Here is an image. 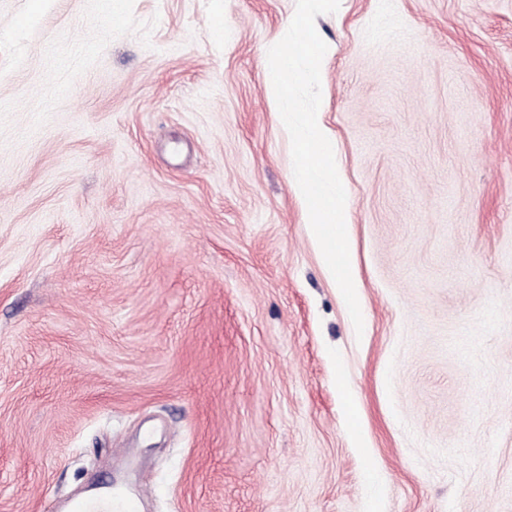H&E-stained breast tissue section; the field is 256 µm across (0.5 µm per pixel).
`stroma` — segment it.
Instances as JSON below:
<instances>
[{
    "mask_svg": "<svg viewBox=\"0 0 512 512\" xmlns=\"http://www.w3.org/2000/svg\"><path fill=\"white\" fill-rule=\"evenodd\" d=\"M295 10L0 0V512H512V0L315 20L360 330L270 88ZM141 492L108 490L66 504L62 512H140Z\"/></svg>",
    "mask_w": 512,
    "mask_h": 512,
    "instance_id": "1",
    "label": "stroma"
}]
</instances>
